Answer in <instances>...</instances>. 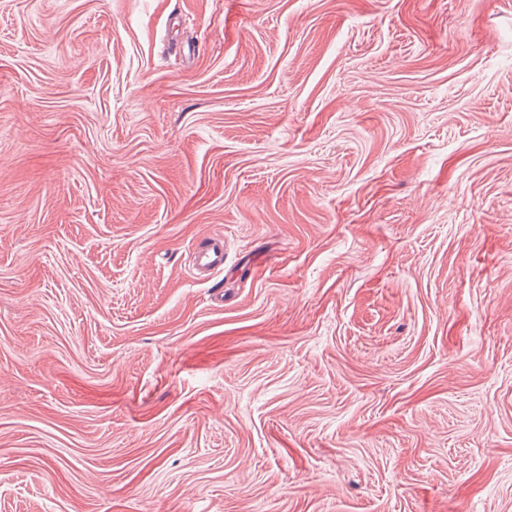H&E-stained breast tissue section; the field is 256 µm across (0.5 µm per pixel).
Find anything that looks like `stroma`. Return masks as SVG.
I'll use <instances>...</instances> for the list:
<instances>
[{
  "label": "stroma",
  "instance_id": "35a3bbf8",
  "mask_svg": "<svg viewBox=\"0 0 512 512\" xmlns=\"http://www.w3.org/2000/svg\"><path fill=\"white\" fill-rule=\"evenodd\" d=\"M0 512H512V0H0ZM191 266L197 276L208 277L224 268V239L216 236L191 252Z\"/></svg>",
  "mask_w": 512,
  "mask_h": 512
}]
</instances>
